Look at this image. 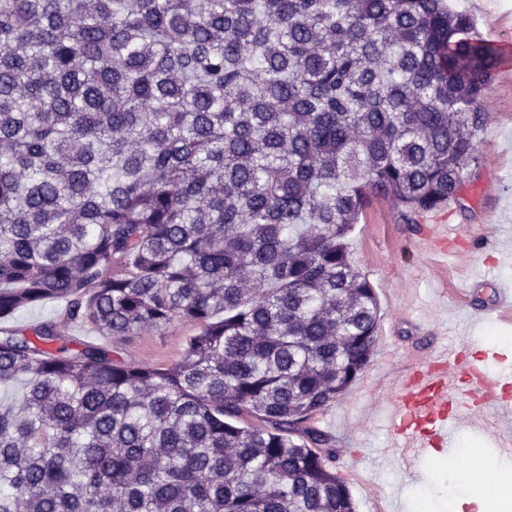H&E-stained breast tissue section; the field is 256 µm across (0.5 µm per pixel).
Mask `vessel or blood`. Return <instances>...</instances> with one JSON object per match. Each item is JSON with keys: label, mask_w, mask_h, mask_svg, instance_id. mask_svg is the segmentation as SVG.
<instances>
[{"label": "vessel or blood", "mask_w": 512, "mask_h": 512, "mask_svg": "<svg viewBox=\"0 0 512 512\" xmlns=\"http://www.w3.org/2000/svg\"><path fill=\"white\" fill-rule=\"evenodd\" d=\"M431 220L437 230L428 244L432 250L466 236L476 239L490 234L485 225L447 231L442 214L432 215ZM483 363V357L464 349L443 347L395 377L389 414L398 451L384 453L387 463L399 460L417 468L421 457L447 445L449 423H478L488 408L496 416L500 446H512V372L491 376Z\"/></svg>", "instance_id": "b4317fda"}]
</instances>
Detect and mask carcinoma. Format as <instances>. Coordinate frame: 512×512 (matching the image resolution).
Returning a JSON list of instances; mask_svg holds the SVG:
<instances>
[{"label": "carcinoma", "mask_w": 512, "mask_h": 512, "mask_svg": "<svg viewBox=\"0 0 512 512\" xmlns=\"http://www.w3.org/2000/svg\"><path fill=\"white\" fill-rule=\"evenodd\" d=\"M500 60L443 0H0V323L196 329L0 328V512H356L314 426L381 318L349 236L460 202ZM65 309L66 303L62 301L41 302L19 311L7 327H23L52 320L60 326L71 349H80L84 345L102 346L110 349L115 357L135 364H174L180 359L185 340L194 334L191 326L175 323L162 331L144 328L136 336L115 339L100 336L87 324L68 322Z\"/></svg>", "instance_id": "obj_1"}]
</instances>
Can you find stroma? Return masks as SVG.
Segmentation results:
<instances>
[{
    "label": "stroma",
    "mask_w": 512,
    "mask_h": 512,
    "mask_svg": "<svg viewBox=\"0 0 512 512\" xmlns=\"http://www.w3.org/2000/svg\"><path fill=\"white\" fill-rule=\"evenodd\" d=\"M454 5L473 18L479 34L501 48L504 58L490 86L480 165L466 183L461 203L452 204V219L468 226L492 217L496 230L482 242L462 244L437 273L423 246L424 224L404 223L392 202L374 201L354 226L349 258L376 290L380 333L369 367L318 415L316 425L332 439L337 472L345 471L350 457L358 459L363 479L347 483L358 512H374L372 497L377 491L400 500L401 512H415L420 502L428 512H454L456 473L447 457L424 456L419 462L423 476L417 480L409 470L383 462L379 454L393 445L387 410L391 379L412 356H423L431 346H460L473 354L497 352L512 359V326L487 318L461 332L447 309L448 295L457 286L451 273L465 262L480 278L476 305L486 304L495 288H512V0H454ZM65 309L62 301L42 302L19 311L13 324L23 327L52 320L70 348L102 346L135 364H174L194 333L191 326L175 323L162 331L145 328L115 339L99 335L89 325L68 322Z\"/></svg>",
    "instance_id": "35a3bbf8"
}]
</instances>
